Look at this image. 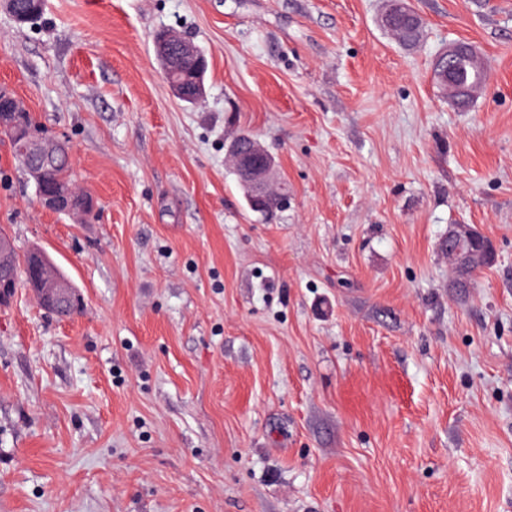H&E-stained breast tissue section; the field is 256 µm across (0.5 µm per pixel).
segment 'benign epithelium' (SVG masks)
Wrapping results in <instances>:
<instances>
[{
	"instance_id": "1",
	"label": "benign epithelium",
	"mask_w": 512,
	"mask_h": 512,
	"mask_svg": "<svg viewBox=\"0 0 512 512\" xmlns=\"http://www.w3.org/2000/svg\"><path fill=\"white\" fill-rule=\"evenodd\" d=\"M154 49L173 92L180 98L188 92L192 102L201 101L205 94L204 80L207 70V60L203 53L193 43L171 31H163L157 35ZM471 50L473 47L465 43L449 46L436 60L438 70L447 76L450 75L451 61L455 56ZM185 61L197 69L195 81L188 89L172 82V76ZM25 111L27 108L10 90L0 87V132H7L19 142L18 157L29 178L36 185L41 205L52 211L86 214L93 208V202L83 201L75 197L72 191L62 187L44 188V174L56 158L64 140L40 128H32L25 132L14 131V113ZM228 154L248 191L252 208H263L264 203L272 196L268 191L274 169L271 154L255 139L250 140L246 153H240V148L233 146ZM475 236L476 231L469 224H456L448 231V246L454 250L457 265L461 270H470L484 264L483 256L469 246ZM11 248L10 239L0 236V297L3 299L12 296L19 288V283L6 273L11 261ZM34 253L38 257V262L29 276L27 288L33 292L42 309L63 317L79 299V294L55 266L43 258L40 250L36 249Z\"/></svg>"
}]
</instances>
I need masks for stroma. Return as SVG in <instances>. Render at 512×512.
<instances>
[{"mask_svg": "<svg viewBox=\"0 0 512 512\" xmlns=\"http://www.w3.org/2000/svg\"><path fill=\"white\" fill-rule=\"evenodd\" d=\"M45 0L0 11V85L66 137L79 219L0 136V229L78 289L0 302V512H512V0ZM208 60L178 100L154 51ZM484 58L461 109L433 78ZM247 131L273 220L227 160ZM497 259L451 288L444 239ZM393 7L386 15L385 28L398 36L399 41L407 47H417L423 36V24L420 17L413 13H408L407 8L403 6L401 0H395ZM154 49L173 92L182 99L189 91L191 100L188 101L194 103L201 101L205 94L204 80L207 70V60L203 53L193 43L171 31H163L157 35ZM185 61L191 62L197 69L195 81L189 90L172 82V76ZM462 51H472L473 55L460 56L454 60V68L457 72L458 80L461 84H467L475 90V79H481L484 82V63L481 58L474 56L475 49L469 44L455 43L448 47V50L443 52L436 60L435 66L438 70L448 76L450 79L451 74V61L456 55Z\"/></svg>", "mask_w": 512, "mask_h": 512, "instance_id": "35a3bbf8", "label": "stroma"}]
</instances>
